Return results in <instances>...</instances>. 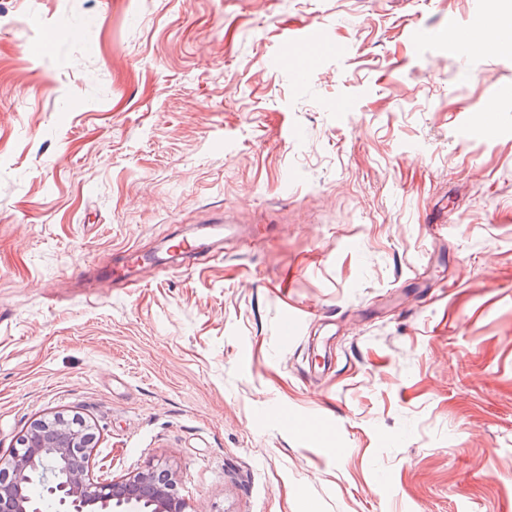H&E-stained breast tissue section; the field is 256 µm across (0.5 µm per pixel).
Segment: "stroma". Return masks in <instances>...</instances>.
I'll return each mask as SVG.
<instances>
[{"mask_svg": "<svg viewBox=\"0 0 512 512\" xmlns=\"http://www.w3.org/2000/svg\"><path fill=\"white\" fill-rule=\"evenodd\" d=\"M507 8L0 0V451L62 412L192 512H512V53L450 46ZM223 217L270 239L77 283ZM151 259L146 255L134 249H128L116 254L114 259V272L111 268H96L84 271L83 276L86 279L98 280H113L116 279L123 284V288H136L140 283L131 278L132 271L141 265L143 262H149ZM122 262L121 267H116Z\"/></svg>", "mask_w": 512, "mask_h": 512, "instance_id": "stroma-1", "label": "stroma"}]
</instances>
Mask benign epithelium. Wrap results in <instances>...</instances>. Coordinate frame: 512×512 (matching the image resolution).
<instances>
[{
	"label": "benign epithelium",
	"mask_w": 512,
	"mask_h": 512,
	"mask_svg": "<svg viewBox=\"0 0 512 512\" xmlns=\"http://www.w3.org/2000/svg\"><path fill=\"white\" fill-rule=\"evenodd\" d=\"M94 427L79 416L54 414L34 421L0 467V512H41L34 482L59 512H189L172 474L157 467L122 480L95 481L89 461Z\"/></svg>",
	"instance_id": "benign-epithelium-1"
}]
</instances>
